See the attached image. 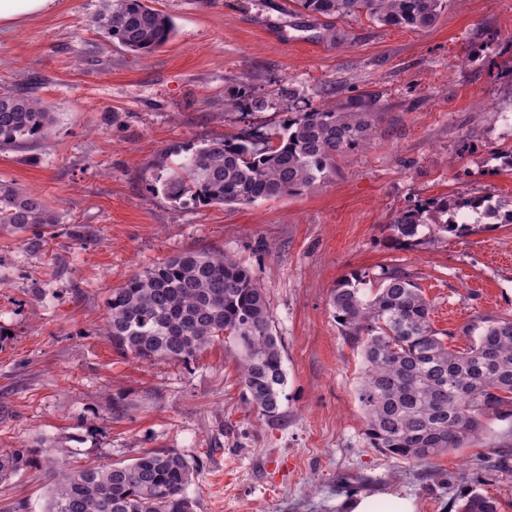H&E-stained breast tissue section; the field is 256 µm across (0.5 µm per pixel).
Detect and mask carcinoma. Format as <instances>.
<instances>
[{"label":"carcinoma","instance_id":"obj_1","mask_svg":"<svg viewBox=\"0 0 512 512\" xmlns=\"http://www.w3.org/2000/svg\"><path fill=\"white\" fill-rule=\"evenodd\" d=\"M312 17L364 14L388 27L425 29L447 0H294ZM97 28L127 50L150 54L167 44L174 24L149 0H105ZM385 113L370 94L288 116L275 138L245 130L187 155L161 182L176 203L246 205L310 188L336 172L337 159L371 144ZM54 124L49 104L21 89L0 96V150L46 138ZM450 219L441 220V216ZM57 223L39 197L0 182V227L26 231ZM512 224V202L486 196L442 199L404 210L388 229L398 242L422 229L437 235ZM344 276L332 289L336 324L361 349L364 374L357 399L365 435L387 456L428 465L464 448L487 421L512 416V316H490L475 326L469 350L445 345L432 326V305L415 276L399 265L381 268L373 288ZM106 335L112 347L139 361L187 363L222 342L236 351L246 402L275 419L286 374L282 341L256 275L224 253L189 251L112 289ZM47 447L38 439L0 450V481L31 466ZM197 469L172 448H153L128 464H84L59 473L47 512H196L187 494ZM457 512H498L477 490Z\"/></svg>","mask_w":512,"mask_h":512}]
</instances>
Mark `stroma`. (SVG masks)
<instances>
[{
	"label": "stroma",
	"mask_w": 512,
	"mask_h": 512,
	"mask_svg": "<svg viewBox=\"0 0 512 512\" xmlns=\"http://www.w3.org/2000/svg\"><path fill=\"white\" fill-rule=\"evenodd\" d=\"M174 36L140 55L92 25L104 0H55L0 28V89L32 85L55 122L37 144L0 152V181L43 198L58 222L41 248L0 229V449L50 439L46 459L0 482V512H45L61 466L129 463L173 448L199 472L197 512H346L399 493L418 512H456L475 489L512 512V417L429 465L372 448L356 388L359 349L333 315L352 274L398 264L454 350L464 326L512 316V224L396 243L399 212L440 196L512 199V0H448L422 30L366 16L313 18L293 0H153ZM251 96L267 102L251 110ZM370 92L386 113L368 149L301 193L241 206L171 202L159 179L189 149L289 113ZM186 251L254 271L283 344L277 419L245 402L233 351L190 363L118 354L106 302L129 277ZM126 398L119 421L106 407Z\"/></svg>",
	"instance_id": "1"
}]
</instances>
